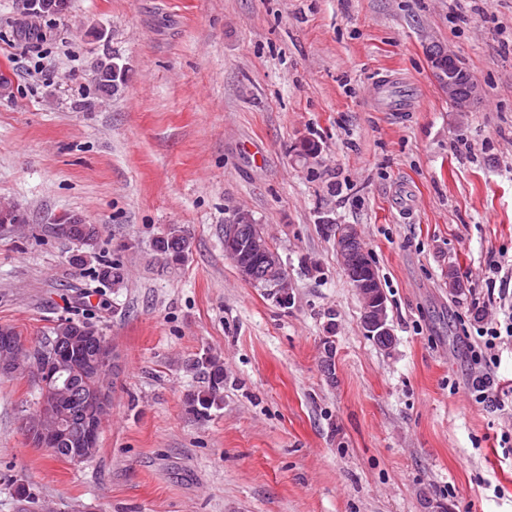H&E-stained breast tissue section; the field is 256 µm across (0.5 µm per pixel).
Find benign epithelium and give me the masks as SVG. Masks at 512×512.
Wrapping results in <instances>:
<instances>
[{
  "mask_svg": "<svg viewBox=\"0 0 512 512\" xmlns=\"http://www.w3.org/2000/svg\"><path fill=\"white\" fill-rule=\"evenodd\" d=\"M428 60L441 89L457 111L466 112L480 100V86L470 72L455 66L456 54L453 50L432 44L428 50ZM55 229L59 235L86 245L93 242L97 226L85 224L77 217H66L60 220ZM224 245L242 278L253 285L267 287L268 292L279 299L288 297V272L268 238L260 233L247 213L240 211L224 220ZM336 253L348 281L364 299V334L383 340L393 336L388 323L387 297L381 283L371 276L367 262L363 261L367 257V249L355 226H346L336 236ZM77 328V335L65 337L71 346L80 345L83 338L100 335L99 326L91 321H83ZM116 359L112 347L106 345L90 363L99 384L90 397L93 415L87 421L83 437L75 443L70 453L75 463L88 460L98 444L99 433L111 410L110 376L117 368ZM0 367L11 372L25 370L44 389L38 416L26 425L32 443L50 450L68 439L61 414V405L71 391L67 363L55 352L34 346L24 337H15L10 342V353L0 359Z\"/></svg>",
  "mask_w": 512,
  "mask_h": 512,
  "instance_id": "benign-epithelium-1",
  "label": "benign epithelium"
}]
</instances>
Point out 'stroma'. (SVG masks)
Segmentation results:
<instances>
[{
	"label": "stroma",
	"mask_w": 512,
	"mask_h": 512,
	"mask_svg": "<svg viewBox=\"0 0 512 512\" xmlns=\"http://www.w3.org/2000/svg\"><path fill=\"white\" fill-rule=\"evenodd\" d=\"M22 18L0 0V201L26 220L0 233V325L38 344L90 317L119 372L75 465L28 438L30 376H0V512H512L494 440L512 415L471 399L463 340L490 263L512 260V0H70ZM432 43L480 84L470 111ZM107 54L127 68L109 96ZM238 207L288 305L225 256ZM68 215L99 227L93 245L54 233ZM328 224L361 232L390 349L362 331ZM173 225L189 250L169 268L153 243ZM115 261L127 279L104 287ZM209 354L224 403L200 416ZM429 47L428 60L448 101L458 112H467L480 100V86L470 72L455 66L456 54L453 50L438 44Z\"/></svg>",
	"instance_id": "35a3bbf8"
}]
</instances>
